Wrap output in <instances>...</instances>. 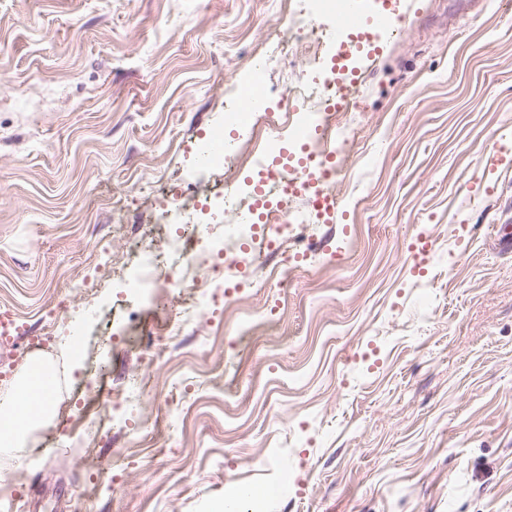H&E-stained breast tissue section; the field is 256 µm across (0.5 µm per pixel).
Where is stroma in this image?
<instances>
[{
    "instance_id": "obj_1",
    "label": "stroma",
    "mask_w": 512,
    "mask_h": 512,
    "mask_svg": "<svg viewBox=\"0 0 512 512\" xmlns=\"http://www.w3.org/2000/svg\"><path fill=\"white\" fill-rule=\"evenodd\" d=\"M416 20L360 69L354 135L332 222L309 224L288 290L281 258L252 248L224 280L222 317L203 312L163 341L162 290L120 297L114 281L147 245L184 240L168 263L203 275L222 227L163 224L223 175L197 152L253 79L283 106L307 64L280 55L277 0H0V312L72 339L17 343L0 394L32 361L53 375L7 482L24 512H212L224 488L286 484L268 512H512V0H416ZM503 155L491 163L492 154ZM437 241L412 272L418 235ZM88 276V311L48 308ZM285 309H277L280 297ZM267 315L243 335L239 324ZM138 381L144 419L69 431L67 406ZM168 452L150 457L132 433ZM129 449L117 486L76 459Z\"/></svg>"
}]
</instances>
